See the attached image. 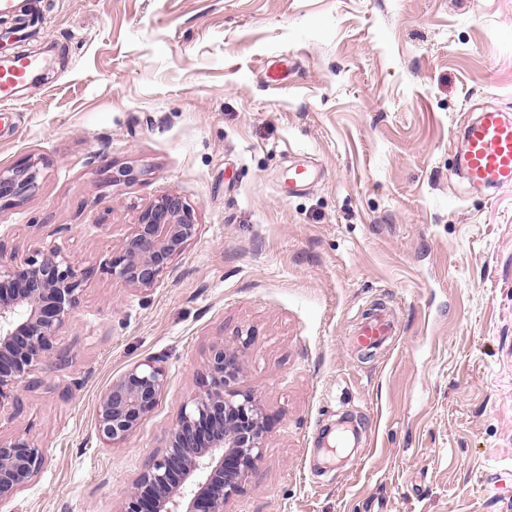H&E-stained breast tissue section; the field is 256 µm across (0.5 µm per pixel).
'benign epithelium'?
I'll return each instance as SVG.
<instances>
[{
    "instance_id": "7a95c632",
    "label": "benign epithelium",
    "mask_w": 512,
    "mask_h": 512,
    "mask_svg": "<svg viewBox=\"0 0 512 512\" xmlns=\"http://www.w3.org/2000/svg\"><path fill=\"white\" fill-rule=\"evenodd\" d=\"M39 162L27 157L0 167V208L16 206L39 189ZM193 208L165 193L144 209L104 272L148 290L196 236ZM97 273L61 248L20 255L0 240V407L19 403V389L37 366L65 362L59 333L78 303L83 284ZM240 350L215 345L191 406L166 432L164 454L151 459L120 512H224L255 469L269 431L254 394L239 386ZM166 370L148 358L125 370L101 393L96 408L100 441L118 445L156 406ZM45 463L42 450L20 433L0 440V503L27 487Z\"/></svg>"
}]
</instances>
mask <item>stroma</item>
Instances as JSON below:
<instances>
[{
	"label": "stroma",
	"mask_w": 512,
	"mask_h": 512,
	"mask_svg": "<svg viewBox=\"0 0 512 512\" xmlns=\"http://www.w3.org/2000/svg\"><path fill=\"white\" fill-rule=\"evenodd\" d=\"M32 6L11 50L44 67L0 111V167L45 165L0 238L97 266L167 192L198 230L154 288L84 284L68 364L0 409V438L46 458L0 512H119L219 342L270 423L225 512H512V186L458 170L463 126L512 114V0ZM110 166L136 177L105 183ZM376 306L399 334L368 354L346 337ZM149 357L155 409L104 446L100 394Z\"/></svg>",
	"instance_id": "stroma-1"
}]
</instances>
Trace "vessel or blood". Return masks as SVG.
Segmentation results:
<instances>
[{"instance_id":"vessel-or-blood-1","label":"vessel or blood","mask_w":512,"mask_h":512,"mask_svg":"<svg viewBox=\"0 0 512 512\" xmlns=\"http://www.w3.org/2000/svg\"><path fill=\"white\" fill-rule=\"evenodd\" d=\"M42 63L21 58L0 71V104L18 99L20 87L36 80ZM463 171L476 187L496 190L512 185V116L489 108L463 129ZM396 323L383 312L366 316L355 332L357 344L377 349L396 335Z\"/></svg>"}]
</instances>
